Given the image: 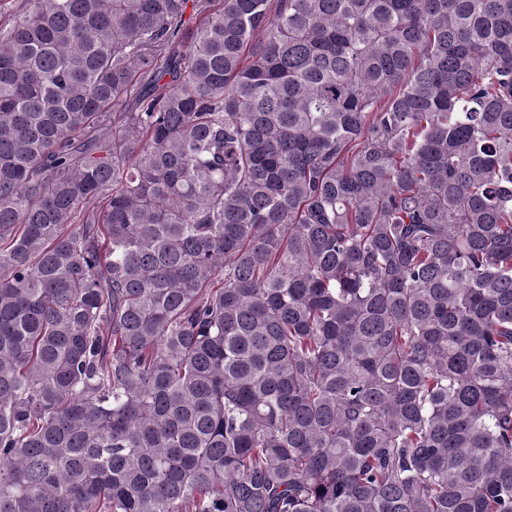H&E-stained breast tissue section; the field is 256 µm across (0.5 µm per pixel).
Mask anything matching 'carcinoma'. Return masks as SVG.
<instances>
[{
	"label": "carcinoma",
	"mask_w": 512,
	"mask_h": 512,
	"mask_svg": "<svg viewBox=\"0 0 512 512\" xmlns=\"http://www.w3.org/2000/svg\"><path fill=\"white\" fill-rule=\"evenodd\" d=\"M0 512H512V0H0Z\"/></svg>",
	"instance_id": "obj_1"
}]
</instances>
